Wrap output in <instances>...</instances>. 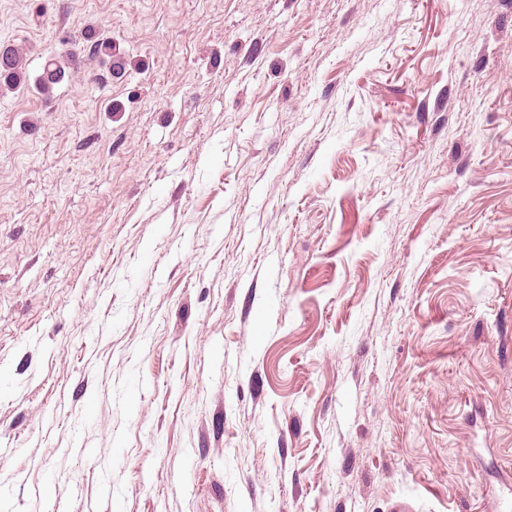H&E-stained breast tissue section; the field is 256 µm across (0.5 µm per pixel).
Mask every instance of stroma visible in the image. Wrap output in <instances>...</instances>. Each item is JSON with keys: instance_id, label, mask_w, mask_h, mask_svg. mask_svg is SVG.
Returning <instances> with one entry per match:
<instances>
[{"instance_id": "obj_1", "label": "stroma", "mask_w": 512, "mask_h": 512, "mask_svg": "<svg viewBox=\"0 0 512 512\" xmlns=\"http://www.w3.org/2000/svg\"><path fill=\"white\" fill-rule=\"evenodd\" d=\"M1 43L76 61L0 91V512H512V0H0ZM86 51L88 56L100 58L109 64L112 71L125 70L126 61L120 50L112 43V39L104 37L96 31H89L85 34ZM70 63L64 56L50 57L44 63L42 71L33 79L34 88L38 93L49 95L55 86L62 83L70 69Z\"/></svg>"}]
</instances>
